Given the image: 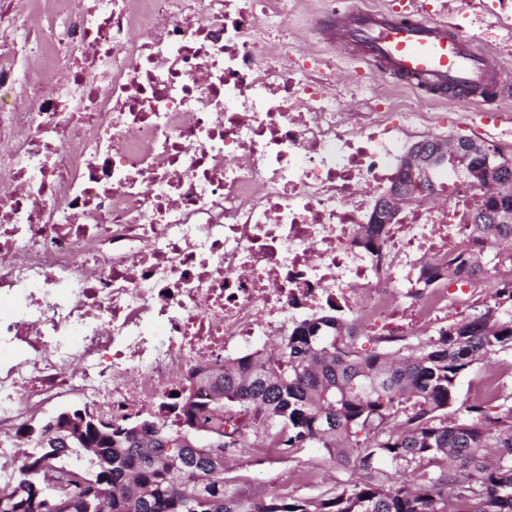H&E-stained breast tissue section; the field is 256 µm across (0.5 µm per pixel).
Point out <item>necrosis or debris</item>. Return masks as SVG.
Masks as SVG:
<instances>
[{
  "label": "necrosis or debris",
  "instance_id": "1",
  "mask_svg": "<svg viewBox=\"0 0 512 512\" xmlns=\"http://www.w3.org/2000/svg\"><path fill=\"white\" fill-rule=\"evenodd\" d=\"M309 13L0 0V492L19 430L66 397L120 423L317 310L426 336L449 287H486L422 281L470 236L484 192L462 174L377 223L404 143L443 118L370 84L349 111L335 69L283 34Z\"/></svg>",
  "mask_w": 512,
  "mask_h": 512
}]
</instances>
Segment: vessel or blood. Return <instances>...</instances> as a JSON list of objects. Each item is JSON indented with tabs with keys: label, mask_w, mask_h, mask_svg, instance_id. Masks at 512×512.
<instances>
[{
	"label": "vessel or blood",
	"mask_w": 512,
	"mask_h": 512,
	"mask_svg": "<svg viewBox=\"0 0 512 512\" xmlns=\"http://www.w3.org/2000/svg\"><path fill=\"white\" fill-rule=\"evenodd\" d=\"M350 60L373 73L412 84L432 101L484 103L512 96V78L456 23L423 18L416 0L391 8H357L329 22Z\"/></svg>",
	"instance_id": "b4317fda"
}]
</instances>
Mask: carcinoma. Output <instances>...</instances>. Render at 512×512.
<instances>
[{"label": "carcinoma", "instance_id": "1", "mask_svg": "<svg viewBox=\"0 0 512 512\" xmlns=\"http://www.w3.org/2000/svg\"><path fill=\"white\" fill-rule=\"evenodd\" d=\"M509 185L484 199L470 231L475 248L448 259V276L491 275L486 250L512 242V153L494 148ZM494 305L439 329L410 353H362L359 336L331 308L297 324L272 353L256 349L222 375L196 373L203 401L188 394L172 410L212 443L169 451L138 422L98 432L78 409L55 414L28 438L0 512H512V392L459 401L458 379L495 350L512 349V279L497 280ZM254 415L288 455L322 448L365 481L330 496L270 492L251 497L224 463L225 408ZM398 478L373 479L383 466ZM63 498L42 494L46 481Z\"/></svg>", "mask_w": 512, "mask_h": 512}]
</instances>
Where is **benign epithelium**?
<instances>
[{
    "label": "benign epithelium",
    "instance_id": "1",
    "mask_svg": "<svg viewBox=\"0 0 512 512\" xmlns=\"http://www.w3.org/2000/svg\"><path fill=\"white\" fill-rule=\"evenodd\" d=\"M484 156L483 163L477 166L468 164L474 155ZM452 156L457 167L463 169L475 182L491 189L498 190L505 184V174L501 164L497 163L492 149L481 142L466 137L455 140L453 151H448L447 143L439 140H424L411 144L400 159V178L396 179L390 189L381 197L378 211L386 217H377L382 223H388L387 216L399 211L403 205L412 201L422 193L420 182L415 180L416 174L424 175L440 164L445 157Z\"/></svg>",
    "mask_w": 512,
    "mask_h": 512
}]
</instances>
